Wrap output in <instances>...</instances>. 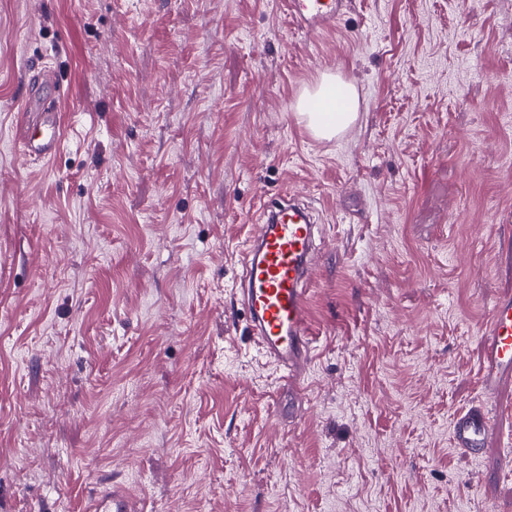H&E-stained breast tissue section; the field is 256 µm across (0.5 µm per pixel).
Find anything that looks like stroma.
<instances>
[{
    "instance_id": "1",
    "label": "stroma",
    "mask_w": 512,
    "mask_h": 512,
    "mask_svg": "<svg viewBox=\"0 0 512 512\" xmlns=\"http://www.w3.org/2000/svg\"><path fill=\"white\" fill-rule=\"evenodd\" d=\"M357 120L299 117L323 75ZM58 100L65 146L25 153ZM321 226L306 390L243 306L257 214ZM512 290V0H0V512H512L451 445ZM349 0H284L295 27L309 36H320L336 27L348 10ZM300 114L306 117L309 128L317 137L326 139H330L342 132L357 119V112H355L353 108H350L347 112H336L332 119L333 124L335 125L334 128L324 129L315 122L311 113L300 112ZM84 512H144V507L136 508L134 499L121 485L113 484L103 491L93 492L86 500Z\"/></svg>"
}]
</instances>
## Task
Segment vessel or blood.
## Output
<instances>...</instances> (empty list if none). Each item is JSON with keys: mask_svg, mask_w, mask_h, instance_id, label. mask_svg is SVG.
Masks as SVG:
<instances>
[{"mask_svg": "<svg viewBox=\"0 0 512 512\" xmlns=\"http://www.w3.org/2000/svg\"><path fill=\"white\" fill-rule=\"evenodd\" d=\"M349 0H284L295 27L318 36L340 23ZM43 129L28 151L48 157L61 144L56 106L43 110ZM260 232L241 256L244 301L256 330L260 354L280 363L288 389L301 388V368L315 350L316 331L309 316V284L317 226L310 210L295 201L263 206ZM478 373L483 400L457 411L451 421L453 448L462 456L482 457L492 434L512 425V407L497 403L503 383H512V291L492 303L479 341ZM83 512H144L121 485L93 492Z\"/></svg>", "mask_w": 512, "mask_h": 512, "instance_id": "1", "label": "vessel or blood"}]
</instances>
